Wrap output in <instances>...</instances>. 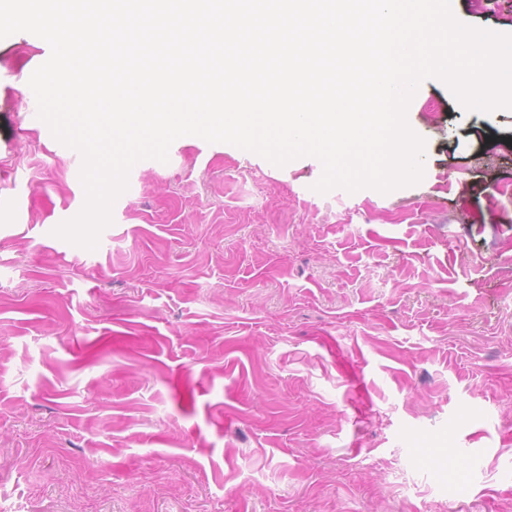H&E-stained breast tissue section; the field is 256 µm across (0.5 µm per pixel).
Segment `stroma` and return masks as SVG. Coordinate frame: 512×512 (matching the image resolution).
Wrapping results in <instances>:
<instances>
[{
  "mask_svg": "<svg viewBox=\"0 0 512 512\" xmlns=\"http://www.w3.org/2000/svg\"><path fill=\"white\" fill-rule=\"evenodd\" d=\"M451 12L512 35V0ZM49 55L0 39V512H512V108L425 79L387 193L183 136L87 249Z\"/></svg>",
  "mask_w": 512,
  "mask_h": 512,
  "instance_id": "stroma-1",
  "label": "stroma"
}]
</instances>
